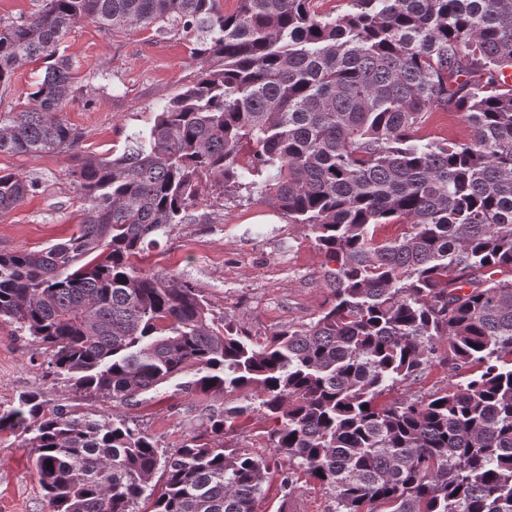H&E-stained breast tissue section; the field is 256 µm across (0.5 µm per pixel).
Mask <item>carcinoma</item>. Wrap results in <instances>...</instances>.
<instances>
[{
  "instance_id": "obj_1",
  "label": "carcinoma",
  "mask_w": 512,
  "mask_h": 512,
  "mask_svg": "<svg viewBox=\"0 0 512 512\" xmlns=\"http://www.w3.org/2000/svg\"><path fill=\"white\" fill-rule=\"evenodd\" d=\"M238 2L46 0L0 21L1 86L45 64L31 105L0 116V154L78 143L60 114L93 96L60 47L79 21L163 23L199 64L121 154L80 160L78 233L0 253V321L112 407L93 419L26 392L0 406V433L34 449L50 512H257L266 460L224 446L243 417L273 423L287 500L300 468L333 512H512V0H348L335 18L316 0ZM439 107L463 113L465 139L417 136ZM204 183L312 229L335 264L315 321L260 341L202 289L138 265L194 220ZM36 187L0 171V216ZM379 224L404 229L377 242ZM436 359L463 381L378 402ZM189 371L187 388L242 400L169 452L116 408Z\"/></svg>"
}]
</instances>
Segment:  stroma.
<instances>
[{
  "instance_id": "stroma-1",
  "label": "stroma",
  "mask_w": 512,
  "mask_h": 512,
  "mask_svg": "<svg viewBox=\"0 0 512 512\" xmlns=\"http://www.w3.org/2000/svg\"><path fill=\"white\" fill-rule=\"evenodd\" d=\"M62 48L80 85L96 89L92 105L75 102L63 114L81 135L78 148L37 158L1 154L0 170L38 181L35 193L0 217V253L40 250L77 231L84 215L70 169L88 155L121 154L127 137L150 127L157 112L193 81L196 66L190 43L158 27L113 32L83 20L64 36ZM189 224L171 225L142 252L141 267L176 274L204 290L216 312L241 322L257 339L316 320L327 297V258L305 224L289 223L258 197L219 196L204 190ZM32 337L0 322V405L23 392L41 393L53 404L74 406L97 417L101 403L83 398L50 374ZM183 378L163 384L146 402L120 408L138 421L159 447L173 450L204 431L212 412L232 396L190 394ZM267 422H243L224 437L230 448H247L267 459L258 512H331L332 495L304 472L294 476L296 491L284 499L281 471ZM0 512H49L34 475L32 451L0 434Z\"/></svg>"
}]
</instances>
